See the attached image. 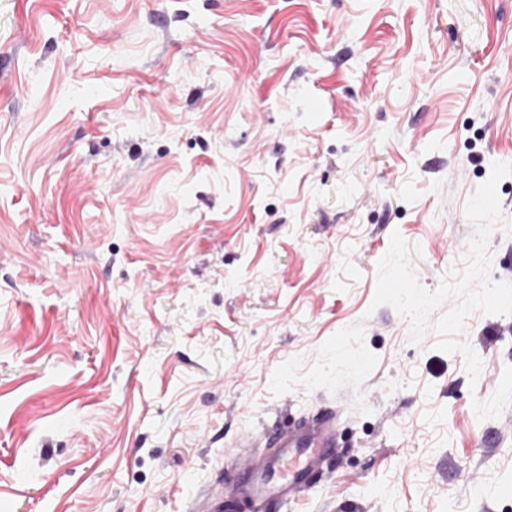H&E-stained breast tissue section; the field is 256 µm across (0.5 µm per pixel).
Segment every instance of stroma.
Here are the masks:
<instances>
[{
  "instance_id": "1",
  "label": "stroma",
  "mask_w": 512,
  "mask_h": 512,
  "mask_svg": "<svg viewBox=\"0 0 512 512\" xmlns=\"http://www.w3.org/2000/svg\"><path fill=\"white\" fill-rule=\"evenodd\" d=\"M496 161L512 0H0V512H188L332 409L266 512H512V316L473 383L370 307L392 232L464 269Z\"/></svg>"
}]
</instances>
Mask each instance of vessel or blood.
Returning a JSON list of instances; mask_svg holds the SVG:
<instances>
[{
    "instance_id": "1",
    "label": "vessel or blood",
    "mask_w": 512,
    "mask_h": 512,
    "mask_svg": "<svg viewBox=\"0 0 512 512\" xmlns=\"http://www.w3.org/2000/svg\"><path fill=\"white\" fill-rule=\"evenodd\" d=\"M336 421L335 413L330 412L288 428L275 438L273 451L259 457L253 456L252 451L262 445V438L245 439L243 445L250 448L251 454L242 463L234 495L246 498L259 508L290 499L308 476L321 468L330 448L334 447Z\"/></svg>"
}]
</instances>
